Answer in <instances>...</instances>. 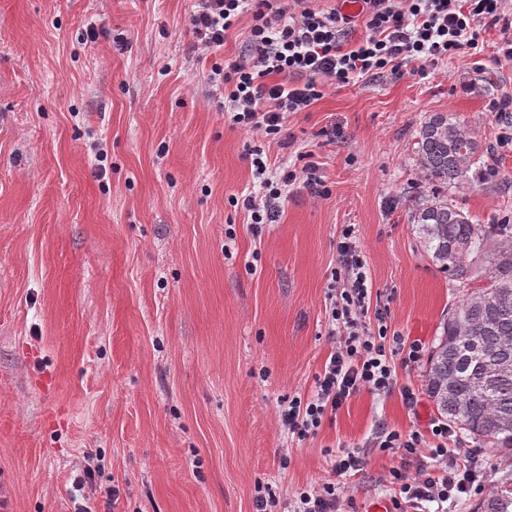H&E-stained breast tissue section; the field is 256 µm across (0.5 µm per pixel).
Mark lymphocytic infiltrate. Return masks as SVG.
Returning <instances> with one entry per match:
<instances>
[{
	"label": "lymphocytic infiltrate",
	"instance_id": "f902f5d3",
	"mask_svg": "<svg viewBox=\"0 0 512 512\" xmlns=\"http://www.w3.org/2000/svg\"><path fill=\"white\" fill-rule=\"evenodd\" d=\"M359 14L366 35L353 44L351 16L324 0H194L188 18L190 49L201 57L217 51L241 17H250L242 54L213 64L208 81L223 95L232 125L263 137L280 135L288 115L306 111L326 86H346L385 72L401 76L412 64L435 67L448 56L477 49L484 22L501 25L497 54L512 63V0H362ZM250 160L258 187L243 197L241 206L253 232L276 222L288 188L297 180H304L316 196L329 194L315 163L299 170L274 168L259 149L251 151ZM336 253L338 265L327 285L330 354L310 394L296 393L279 402L283 432L301 440L315 435L363 390L378 396L400 392L411 408L419 402L412 387H398L396 368L415 366L424 348L390 334L386 312L371 311L372 280L355 225H343ZM454 441L452 427L439 420L425 430L379 432L377 448L401 461L390 472L397 491L395 512H405L408 504L444 503L484 490L487 469L472 462V449L451 455ZM421 455L440 464L438 474L409 476L404 462ZM338 501L335 482L327 480L288 502L272 485H258L255 506L256 512H336Z\"/></svg>",
	"mask_w": 512,
	"mask_h": 512
}]
</instances>
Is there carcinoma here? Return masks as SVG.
Instances as JSON below:
<instances>
[{
	"label": "carcinoma",
	"mask_w": 512,
	"mask_h": 512,
	"mask_svg": "<svg viewBox=\"0 0 512 512\" xmlns=\"http://www.w3.org/2000/svg\"><path fill=\"white\" fill-rule=\"evenodd\" d=\"M415 154L431 195L414 199L409 222L421 249L466 288L431 351L426 392L482 454L512 458V225L481 224L438 195L471 184L476 170H494V146L434 112L417 130ZM475 512H512V469Z\"/></svg>",
	"instance_id": "obj_1"
}]
</instances>
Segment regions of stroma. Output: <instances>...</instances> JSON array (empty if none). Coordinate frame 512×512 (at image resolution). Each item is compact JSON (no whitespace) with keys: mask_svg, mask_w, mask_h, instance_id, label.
Here are the masks:
<instances>
[{"mask_svg":"<svg viewBox=\"0 0 512 512\" xmlns=\"http://www.w3.org/2000/svg\"><path fill=\"white\" fill-rule=\"evenodd\" d=\"M192 5L0 0V512H255L257 483L293 498L332 479L342 450L363 464L341 512L390 499L400 461L373 440L436 417L425 364L397 371L417 410L398 391L363 390L303 441L278 419L280 398L311 393L331 350L340 229L358 228L390 330L430 348L464 290L408 221L429 113L495 146L497 177L476 174L449 199L512 224L499 28L426 76L325 87L289 116L284 149L234 128L207 79L240 53L250 17L201 59L187 50ZM256 147L274 167L312 153L331 189L293 185L258 237L231 203L253 187Z\"/></svg>","mask_w":512,"mask_h":512,"instance_id":"35a3bbf8","label":"stroma"}]
</instances>
